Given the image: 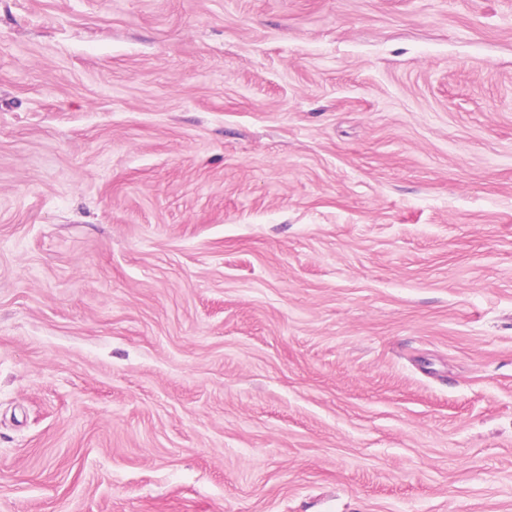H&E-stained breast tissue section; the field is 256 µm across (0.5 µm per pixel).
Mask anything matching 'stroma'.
<instances>
[{"label":"stroma","instance_id":"35a3bbf8","mask_svg":"<svg viewBox=\"0 0 512 512\" xmlns=\"http://www.w3.org/2000/svg\"><path fill=\"white\" fill-rule=\"evenodd\" d=\"M0 512H512V0H0Z\"/></svg>","mask_w":512,"mask_h":512}]
</instances>
